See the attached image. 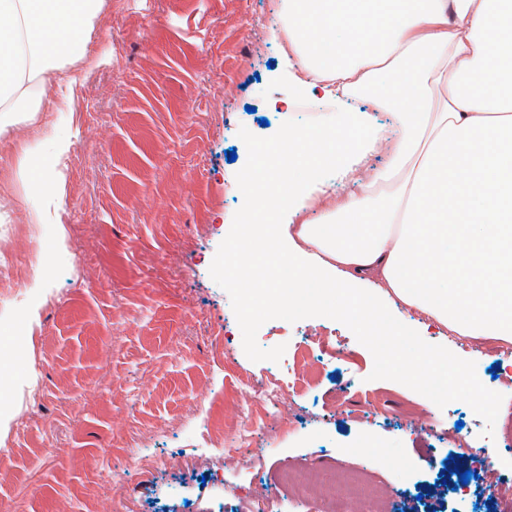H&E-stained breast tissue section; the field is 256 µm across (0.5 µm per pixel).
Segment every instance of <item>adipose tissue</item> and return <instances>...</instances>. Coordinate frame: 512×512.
<instances>
[{"label":"adipose tissue","mask_w":512,"mask_h":512,"mask_svg":"<svg viewBox=\"0 0 512 512\" xmlns=\"http://www.w3.org/2000/svg\"><path fill=\"white\" fill-rule=\"evenodd\" d=\"M103 3L0 0V132L84 58ZM273 36L303 59L293 83L337 102L366 88L371 106L253 147L239 174L244 218L224 253L232 287L261 292L275 311L314 294L393 343L404 330L376 298L383 288L449 334L512 341V0H283ZM379 149L386 169L366 173ZM68 150L58 139L18 162L36 221L63 205ZM399 172L392 197L378 199L374 186ZM314 199L320 222L296 223ZM400 373L422 392L439 380L473 387L439 349L411 354Z\"/></svg>","instance_id":"ef3b65f1"}]
</instances>
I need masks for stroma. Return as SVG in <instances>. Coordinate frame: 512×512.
Returning <instances> with one entry per match:
<instances>
[{
	"mask_svg": "<svg viewBox=\"0 0 512 512\" xmlns=\"http://www.w3.org/2000/svg\"><path fill=\"white\" fill-rule=\"evenodd\" d=\"M279 5L104 0L83 78L58 75L39 112L0 133V330L16 338L0 350L9 415L0 512H124L130 495L141 512H221L222 493L201 483L208 465L199 453L208 425L233 437L249 409L263 458L225 457L224 483L261 485L275 512L325 509L298 495L288 471L317 464L328 477L356 460L402 512H425L416 497L440 476L446 512H499L478 475L512 479V445L497 439L512 414V357L410 325L406 349L446 346L478 388L449 385L432 405L350 322L317 306L285 318L251 310L224 281V227L242 216L235 172L251 144L335 119L334 102L307 92L306 111L271 106L293 94L270 32ZM56 136L72 141L61 163L64 206L55 223L36 224L17 161ZM217 334L220 357L211 351ZM272 372L296 385L305 429L276 427L277 408L259 405L249 382ZM411 407L427 413L429 430L404 419ZM135 441L165 470H133L126 449ZM366 441L376 454H359ZM452 454L458 471L442 475ZM29 475L34 483L21 489Z\"/></svg>",
	"mask_w": 512,
	"mask_h": 512,
	"instance_id": "1",
	"label": "stroma"
}]
</instances>
